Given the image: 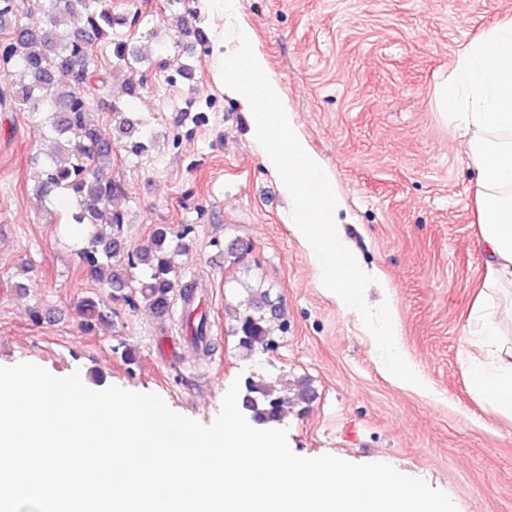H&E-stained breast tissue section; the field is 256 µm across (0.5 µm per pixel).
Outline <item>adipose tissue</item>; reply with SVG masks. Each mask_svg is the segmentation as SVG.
Returning a JSON list of instances; mask_svg holds the SVG:
<instances>
[{"instance_id": "adipose-tissue-1", "label": "adipose tissue", "mask_w": 512, "mask_h": 512, "mask_svg": "<svg viewBox=\"0 0 512 512\" xmlns=\"http://www.w3.org/2000/svg\"><path fill=\"white\" fill-rule=\"evenodd\" d=\"M435 94L449 124L469 137L487 285L512 287V19L472 41ZM474 327L490 359L464 371L486 403L512 416V346L494 318L477 316Z\"/></svg>"}]
</instances>
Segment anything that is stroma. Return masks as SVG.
Listing matches in <instances>:
<instances>
[{
	"label": "stroma",
	"mask_w": 512,
	"mask_h": 512,
	"mask_svg": "<svg viewBox=\"0 0 512 512\" xmlns=\"http://www.w3.org/2000/svg\"><path fill=\"white\" fill-rule=\"evenodd\" d=\"M109 2L114 14L136 15L132 45L167 62L148 71L138 97L124 93L121 72L104 89L155 133L138 159L113 145L125 235L134 248L155 225H193L181 272L208 298L213 350L197 349L177 303L162 317L118 303L111 325L83 330L80 302L106 290L78 261L85 229L70 223V201L34 198L40 134L0 76V366L77 371L100 390L159 395L204 424L236 378L258 374L281 388L306 378L310 399L282 422L295 454L384 462L443 491L457 512H512V418L483 403L461 368L464 356L485 357L468 326L488 276L475 171L434 97L469 42L512 18V0H236L225 14L198 13L212 42L233 25L250 28L267 77L338 184L345 237L375 279L366 301L392 309L426 395L390 380L360 315L319 288L247 111L214 80L219 59L185 53L167 30L188 0ZM185 64L188 80L176 75ZM250 285L269 289L288 331L248 357L225 309Z\"/></svg>",
	"instance_id": "obj_1"
}]
</instances>
